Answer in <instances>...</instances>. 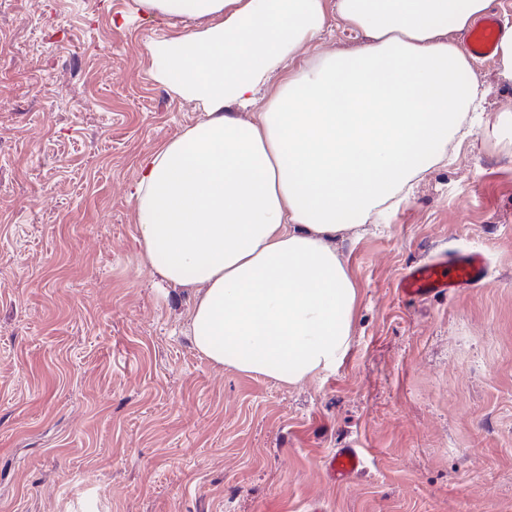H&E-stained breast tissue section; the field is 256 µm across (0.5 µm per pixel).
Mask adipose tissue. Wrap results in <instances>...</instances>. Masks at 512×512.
<instances>
[{"mask_svg":"<svg viewBox=\"0 0 512 512\" xmlns=\"http://www.w3.org/2000/svg\"><path fill=\"white\" fill-rule=\"evenodd\" d=\"M137 3L161 29L153 80L202 113L139 165L145 261L194 289L212 364L288 384L334 369L358 297L336 241L472 136L487 91L457 36L493 0ZM332 23L360 47L308 54Z\"/></svg>","mask_w":512,"mask_h":512,"instance_id":"ef3b65f1","label":"adipose tissue"}]
</instances>
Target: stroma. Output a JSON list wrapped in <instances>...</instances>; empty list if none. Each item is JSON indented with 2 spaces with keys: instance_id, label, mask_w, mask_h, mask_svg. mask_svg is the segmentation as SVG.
I'll return each instance as SVG.
<instances>
[{
  "instance_id": "35a3bbf8",
  "label": "stroma",
  "mask_w": 512,
  "mask_h": 512,
  "mask_svg": "<svg viewBox=\"0 0 512 512\" xmlns=\"http://www.w3.org/2000/svg\"><path fill=\"white\" fill-rule=\"evenodd\" d=\"M135 0H0V512H512V124L451 146L340 244L347 353L297 384L210 364L192 291L136 242L138 164L193 124L156 83ZM472 72L512 109L496 60ZM453 248L487 285L425 301ZM365 468L331 482L324 457ZM487 277L483 255L459 249L441 253L426 263L407 269L400 278L397 291L407 299L426 300L476 288L484 284ZM364 457L357 448H337L324 458L327 476L342 483L352 479L363 470Z\"/></svg>"
}]
</instances>
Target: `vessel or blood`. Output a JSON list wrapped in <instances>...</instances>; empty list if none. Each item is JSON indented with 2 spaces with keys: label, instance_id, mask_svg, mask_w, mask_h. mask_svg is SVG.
<instances>
[{
  "label": "vessel or blood",
  "instance_id": "obj_1",
  "mask_svg": "<svg viewBox=\"0 0 512 512\" xmlns=\"http://www.w3.org/2000/svg\"><path fill=\"white\" fill-rule=\"evenodd\" d=\"M502 34L494 16L479 19L467 42L468 51L479 58L491 57ZM488 269L481 253L455 250L410 267L402 275L397 291L407 299L425 300L437 295H450L485 283ZM364 465L362 453L355 448H339L327 454L324 466L327 476L342 483L359 474Z\"/></svg>",
  "mask_w": 512,
  "mask_h": 512
}]
</instances>
